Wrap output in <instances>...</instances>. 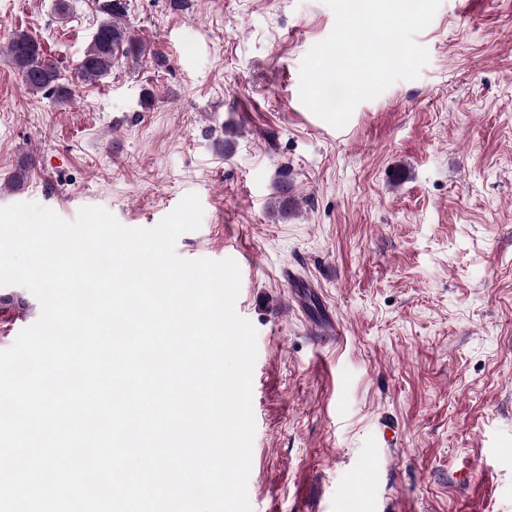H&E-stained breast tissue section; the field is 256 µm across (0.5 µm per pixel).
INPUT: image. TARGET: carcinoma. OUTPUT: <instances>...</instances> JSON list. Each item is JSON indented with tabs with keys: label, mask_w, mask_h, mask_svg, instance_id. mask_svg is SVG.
I'll use <instances>...</instances> for the list:
<instances>
[{
	"label": "carcinoma",
	"mask_w": 512,
	"mask_h": 512,
	"mask_svg": "<svg viewBox=\"0 0 512 512\" xmlns=\"http://www.w3.org/2000/svg\"><path fill=\"white\" fill-rule=\"evenodd\" d=\"M103 18L99 21L91 43L80 61L77 77L84 83H96L112 69V59L121 52L139 58L147 53L146 45L135 38L125 17V0H103L98 5ZM11 64L21 74L27 89L33 94L50 96L58 103L67 102L72 96L70 84L62 81L56 63L47 57L41 42L26 32L13 33L6 44ZM293 202L288 195V182H282L271 208L288 215Z\"/></svg>",
	"instance_id": "cac0c4a2"
}]
</instances>
